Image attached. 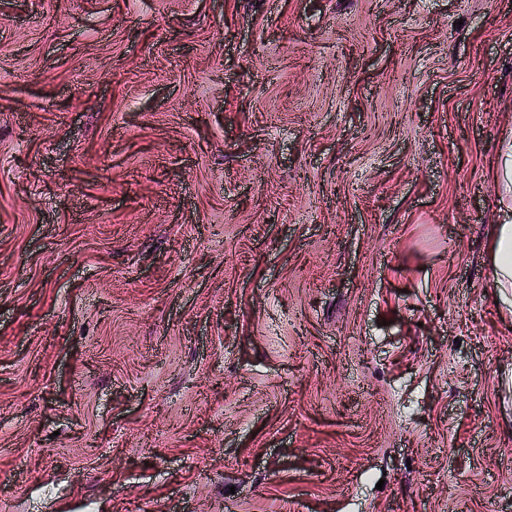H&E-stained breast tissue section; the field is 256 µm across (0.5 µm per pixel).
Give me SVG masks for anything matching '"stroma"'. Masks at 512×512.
Wrapping results in <instances>:
<instances>
[{
  "instance_id": "35a3bbf8",
  "label": "stroma",
  "mask_w": 512,
  "mask_h": 512,
  "mask_svg": "<svg viewBox=\"0 0 512 512\" xmlns=\"http://www.w3.org/2000/svg\"><path fill=\"white\" fill-rule=\"evenodd\" d=\"M511 128L512 0H0V512H512ZM499 157L501 158V168L497 172V181L503 188V195H500V205L506 212L512 209V129L505 138L502 139ZM488 251L500 300L512 313V220L495 225Z\"/></svg>"
}]
</instances>
